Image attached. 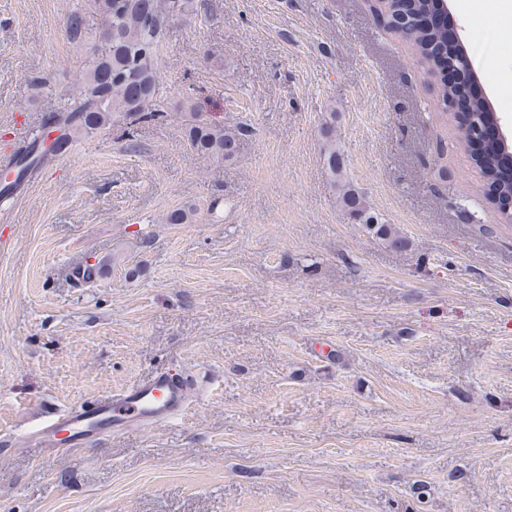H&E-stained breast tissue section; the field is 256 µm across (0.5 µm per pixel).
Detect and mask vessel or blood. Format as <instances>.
I'll use <instances>...</instances> for the list:
<instances>
[{"instance_id": "vessel-or-blood-1", "label": "vessel or blood", "mask_w": 512, "mask_h": 512, "mask_svg": "<svg viewBox=\"0 0 512 512\" xmlns=\"http://www.w3.org/2000/svg\"><path fill=\"white\" fill-rule=\"evenodd\" d=\"M204 388L190 373L158 370L115 392L41 409L35 425L1 438L0 450L35 448L46 458L71 448H96L108 437L178 422L199 405Z\"/></svg>"}]
</instances>
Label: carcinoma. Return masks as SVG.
I'll return each mask as SVG.
<instances>
[{
	"mask_svg": "<svg viewBox=\"0 0 512 512\" xmlns=\"http://www.w3.org/2000/svg\"><path fill=\"white\" fill-rule=\"evenodd\" d=\"M437 2L410 0L404 11L398 0H376L374 5L377 15L392 18L391 32L409 42L420 63L433 73L438 71L440 59L449 65H462L455 46L448 43V33L427 24L437 12ZM92 7L103 23L90 65L72 84L68 105L47 113V133L34 137L16 157L14 179L0 187V202L13 199L26 182L40 174L52 156L79 139L118 126L124 129L128 146L135 148L137 125L165 117L156 104L160 75L155 59L167 23L193 13V0H92ZM84 26L82 13L68 14L66 27L73 38L82 37ZM178 109L186 143L194 152L212 160L228 159L237 153L242 132L208 119L193 94L183 93ZM490 116L484 102L473 103L469 121L474 136L481 135ZM52 132L58 136L48 144L47 135ZM322 153L340 207L353 222L390 247H406V238L394 225L384 223L365 195L345 179L343 152L331 124L322 129ZM475 162L488 186L502 197H512V164L507 159L483 154ZM196 214L193 207H180L167 212L164 221L192 224Z\"/></svg>",
	"mask_w": 512,
	"mask_h": 512,
	"instance_id": "cac0c4a2",
	"label": "carcinoma"
}]
</instances>
